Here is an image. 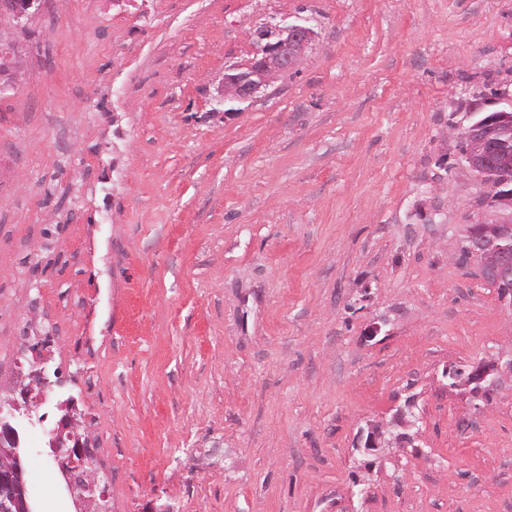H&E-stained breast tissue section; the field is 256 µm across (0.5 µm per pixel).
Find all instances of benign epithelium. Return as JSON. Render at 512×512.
I'll return each mask as SVG.
<instances>
[{
    "label": "benign epithelium",
    "instance_id": "obj_1",
    "mask_svg": "<svg viewBox=\"0 0 512 512\" xmlns=\"http://www.w3.org/2000/svg\"><path fill=\"white\" fill-rule=\"evenodd\" d=\"M33 0H0V16L7 14L16 30L25 29L32 17ZM315 31L297 21L283 22L252 33L256 47L250 58L224 71L218 96L214 98V113L229 114L233 109L221 110L227 103H245L270 87L281 76L297 72L315 40ZM22 70L17 44L0 31V90L16 83ZM493 115L484 123H468L458 129L457 139L464 160L480 184L490 189L491 213L478 218L469 226L467 237L478 229L481 239L471 241L469 250L481 269L490 272L502 288V300L512 306V246L498 241L506 238L503 230L512 227V194L499 189L512 183V152L498 147L496 134L501 124L512 118V94L503 89L490 98ZM446 385L449 392L480 396L506 379H512V358H493L471 365L457 375L449 373ZM30 382L19 383L15 390L21 399H0V512H33L28 500L24 468L20 452V436L13 422L19 417H29L39 409L31 404L28 394L34 386L45 387L50 380L45 369H35L29 374ZM61 416L56 426L49 430L48 445L56 450L66 449L68 469L73 482L82 476L95 474L94 461L86 452L82 437L76 431L77 410L73 398L57 404ZM367 448H386L398 441V436L376 429L359 436Z\"/></svg>",
    "mask_w": 512,
    "mask_h": 512
}]
</instances>
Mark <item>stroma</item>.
Returning a JSON list of instances; mask_svg holds the SVG:
<instances>
[{
    "label": "stroma",
    "instance_id": "1",
    "mask_svg": "<svg viewBox=\"0 0 512 512\" xmlns=\"http://www.w3.org/2000/svg\"><path fill=\"white\" fill-rule=\"evenodd\" d=\"M283 17L317 34L300 72L214 114ZM15 39L0 396L47 335L64 377L17 421L36 512L70 397L112 512H512V382L443 375L512 354V309L458 261L480 188L452 132L512 91V0H39ZM409 399L411 442L360 469ZM448 392L479 397L485 389H494L506 379H512V358L504 360L503 356L489 361H481L471 365L467 371L461 370L460 375L448 369Z\"/></svg>",
    "mask_w": 512,
    "mask_h": 512
}]
</instances>
